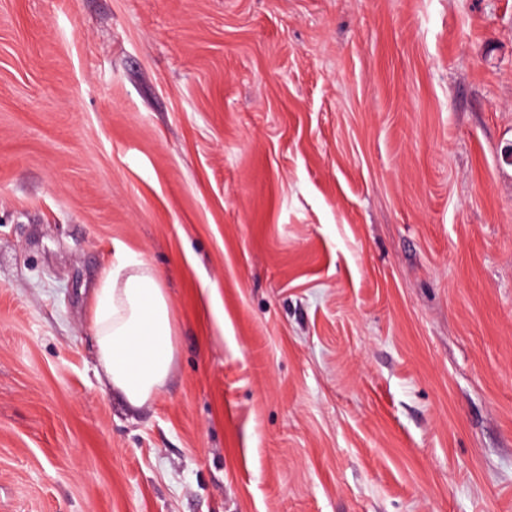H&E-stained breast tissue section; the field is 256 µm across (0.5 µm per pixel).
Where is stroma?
Listing matches in <instances>:
<instances>
[{
    "instance_id": "obj_1",
    "label": "stroma",
    "mask_w": 512,
    "mask_h": 512,
    "mask_svg": "<svg viewBox=\"0 0 512 512\" xmlns=\"http://www.w3.org/2000/svg\"><path fill=\"white\" fill-rule=\"evenodd\" d=\"M511 146L512 0H0V512H512ZM103 384L133 407L154 399L172 371L171 307L161 275L123 256L95 288L89 304Z\"/></svg>"
}]
</instances>
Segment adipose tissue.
I'll return each instance as SVG.
<instances>
[{
	"label": "adipose tissue",
	"instance_id": "1",
	"mask_svg": "<svg viewBox=\"0 0 512 512\" xmlns=\"http://www.w3.org/2000/svg\"><path fill=\"white\" fill-rule=\"evenodd\" d=\"M103 384L134 407L154 399L172 371L171 307L160 274L134 257L109 269L89 304Z\"/></svg>",
	"mask_w": 512,
	"mask_h": 512
}]
</instances>
